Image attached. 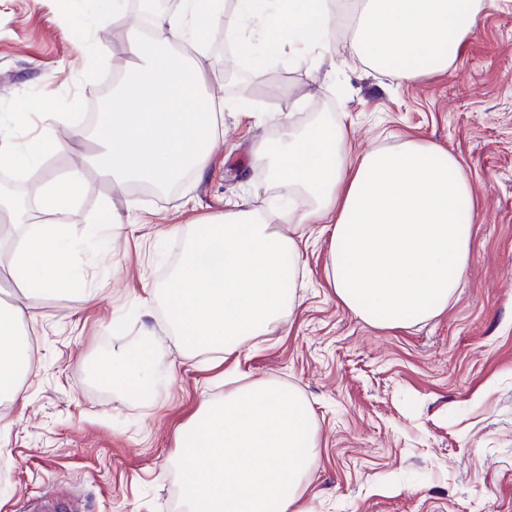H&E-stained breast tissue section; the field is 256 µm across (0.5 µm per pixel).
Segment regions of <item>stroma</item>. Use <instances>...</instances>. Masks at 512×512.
<instances>
[{
	"instance_id": "35a3bbf8",
	"label": "stroma",
	"mask_w": 512,
	"mask_h": 512,
	"mask_svg": "<svg viewBox=\"0 0 512 512\" xmlns=\"http://www.w3.org/2000/svg\"><path fill=\"white\" fill-rule=\"evenodd\" d=\"M81 0H0V114H20L26 141L44 112L78 114L82 129L115 72L131 69L127 33L111 19L80 31ZM307 62L230 64L208 38L205 90L245 101L224 115L210 168L159 195L118 189L89 165L95 145L46 151L43 179L82 172L74 207L62 214L85 247L73 254V292L39 299L11 287L10 303L35 315L25 400L0 401V512H174L181 498L175 439L224 374L271 379L310 406L318 452L310 512H512V0H500L444 72L405 83L353 66L352 28ZM85 33L90 58L74 38ZM329 115L349 129L361 155L410 138L456 156L472 185L478 222L466 279L444 311L397 328L369 325L336 297L329 235L302 246L300 304L285 324L226 357L186 354L165 332L163 304L147 290L165 284L195 221L249 201L270 209L277 194L252 162L257 143L278 142ZM135 220L110 238L111 214ZM168 236H161V229ZM154 343L143 394L92 377L119 350Z\"/></svg>"
}]
</instances>
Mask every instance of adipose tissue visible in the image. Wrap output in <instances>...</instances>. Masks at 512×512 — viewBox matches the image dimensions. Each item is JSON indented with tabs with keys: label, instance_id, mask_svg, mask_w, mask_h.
<instances>
[{
	"label": "adipose tissue",
	"instance_id": "ef3b65f1",
	"mask_svg": "<svg viewBox=\"0 0 512 512\" xmlns=\"http://www.w3.org/2000/svg\"><path fill=\"white\" fill-rule=\"evenodd\" d=\"M332 0H235V19L214 23L219 0H181L133 28L136 63L116 86L119 110H108L89 162L116 186L141 180L165 184L210 162L224 111L238 103L203 95L201 60L181 53L208 36L245 45L258 25L275 49L299 41L321 46ZM497 0H364L351 41L355 57L393 66L413 81L448 70L461 43L479 28ZM45 133L14 143L0 132V164L38 167L49 142L68 151L83 139ZM348 129L322 122L282 143H258L254 162L279 187L283 204L272 217L248 208L197 223L163 294L167 330L189 353L234 354L277 329L299 304L295 278L307 229H330L329 259L337 298L375 327L394 328L440 314L464 279L476 212L469 176L443 148L408 140L353 158L344 152ZM79 173L47 182L37 209L45 219L25 224L26 207L0 197V234L19 229L9 262L23 288L51 296L73 288L66 273L74 243L54 217L70 209ZM31 314L0 305V397L22 399L32 363ZM150 346L103 361L112 381L134 393L149 384ZM178 466L190 512H308L304 498L316 458L317 429L308 404L271 380L233 386L205 402L176 437Z\"/></svg>",
	"mask_w": 512,
	"mask_h": 512
}]
</instances>
